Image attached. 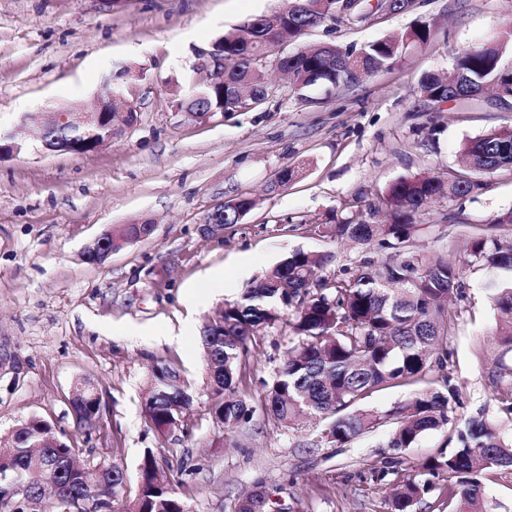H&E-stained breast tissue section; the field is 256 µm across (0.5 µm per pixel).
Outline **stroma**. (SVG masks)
I'll return each mask as SVG.
<instances>
[{"label": "stroma", "instance_id": "obj_1", "mask_svg": "<svg viewBox=\"0 0 512 512\" xmlns=\"http://www.w3.org/2000/svg\"><path fill=\"white\" fill-rule=\"evenodd\" d=\"M289 0H0V138L24 143L0 159V439L38 417L65 435L85 463H116L136 478L145 449L163 456L171 480L193 512H233L238 498L263 483L286 512H388L398 483L444 449L446 430L414 447H388L391 425L345 447L322 441L321 423L285 427L259 395L288 347L287 327L266 330L241 364L239 389L251 423L232 431L214 422L200 333L224 303L293 251L331 255L328 273L381 262L377 245H347L318 230L368 212L398 179L459 167L463 143L512 126V97L483 92L468 104L423 98L420 79L447 73L459 50L502 43L512 0H415L412 11L360 25L319 27L295 50L332 43L360 49L429 23V40L405 49L386 71L352 91L320 87L311 98L289 91L287 75L267 66L281 96L239 112L198 120L176 108L205 74L198 54L258 15ZM512 69V43H502ZM111 86L118 108L137 121L90 154L49 152L26 116L87 110ZM295 179L279 190L273 175ZM480 194L430 205L420 222L421 250L446 246L512 209V173L482 174ZM252 198L254 207L217 232L202 219L220 200ZM150 220L152 235L125 244L103 264L82 259L105 232ZM466 275L447 339L459 381L458 415H495L487 373L500 351L496 315L483 285ZM180 367L194 384L184 428L150 429L144 403L157 361ZM87 382L102 417L79 431L70 407Z\"/></svg>", "mask_w": 512, "mask_h": 512}]
</instances>
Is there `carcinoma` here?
<instances>
[{
  "label": "carcinoma",
  "mask_w": 512,
  "mask_h": 512,
  "mask_svg": "<svg viewBox=\"0 0 512 512\" xmlns=\"http://www.w3.org/2000/svg\"><path fill=\"white\" fill-rule=\"evenodd\" d=\"M341 5V0H291L288 9L256 16L221 37L216 46L224 54V84L205 88L204 98L184 106L198 112H237L248 106L240 101L245 94L256 103L263 101L271 89L265 78L269 59L292 76V91L299 96L321 85L342 92L364 74L390 69L404 48L430 36L429 26L420 23L397 38L375 41L358 51L323 44L303 53L276 54V47L297 42L313 28L363 22L384 10L401 14L413 8L408 0H362L344 15ZM499 60L497 46L459 52L448 76L421 78L420 92L432 102H458L493 85L508 97L512 71L502 69ZM106 133L103 127L70 126L55 129L49 138L93 143ZM462 155L459 170L392 183L382 200L388 223L368 222L359 212L325 225L338 242H376L389 251L378 269H369L371 261L363 258L350 276L340 270L318 277L316 270L329 257L295 251L241 299L225 303L220 318L204 327L200 336L211 414L226 430L242 428L251 419L252 410L239 393L241 360L262 331L283 321L290 331L288 352L264 389L263 400L268 413L284 426L296 424L302 416L328 419L323 438L343 446L388 422L393 425L388 446L397 449L413 447L427 432L450 428L452 448L419 464L424 480H409L394 489L390 512H412L436 489L440 477L453 479L446 490L448 512H488L485 476L494 471L512 474V363L505 360L512 353V237L496 233L498 227L512 224V210L495 224L454 241V250L463 256L460 264L449 263L440 253L426 255L417 245V219L429 204L479 193L484 184L476 179L478 173L512 170V127L468 141ZM483 269L493 272L486 295L498 315L496 338L502 348L488 372L499 421L488 419L483 409L465 419L458 417L460 388L447 371L446 339L458 317L452 298L464 288L467 272ZM431 371L440 373L443 389L421 388L386 414L367 407V399L380 388L416 385ZM152 377L154 388L145 402L149 426L162 434L182 428L192 402L190 381L167 362L156 363ZM73 406L78 428L92 430L101 410L98 392H84ZM1 457L11 461L4 468L11 479L28 486V496L16 505L17 512H39V501L51 506V512L78 508L112 512L118 500L122 512H191L150 448L144 451L133 491L124 469L114 463L106 465L103 480L89 465L81 476L72 474L73 448L40 418L17 426L8 437V447L0 448ZM234 512H269V497L255 493L241 498Z\"/></svg>",
  "instance_id": "1"
}]
</instances>
